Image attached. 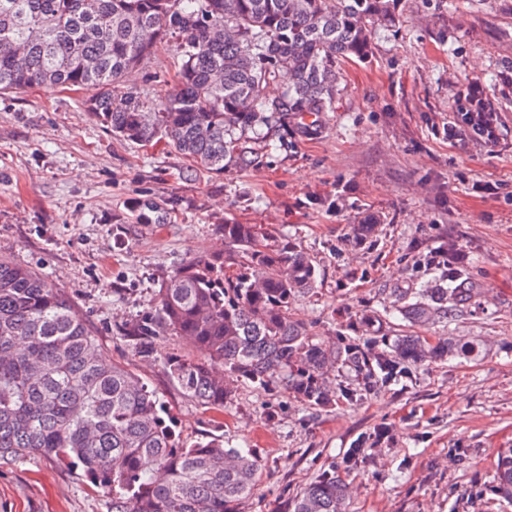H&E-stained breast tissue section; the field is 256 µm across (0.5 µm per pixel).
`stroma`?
<instances>
[{"instance_id":"35a3bbf8","label":"stroma","mask_w":512,"mask_h":512,"mask_svg":"<svg viewBox=\"0 0 512 512\" xmlns=\"http://www.w3.org/2000/svg\"><path fill=\"white\" fill-rule=\"evenodd\" d=\"M366 60L347 65L318 135L269 130L261 163L217 176L167 139L132 144L86 110L98 87L0 93V254L37 269L84 317L107 362L138 374L163 404L175 442L249 444L260 461L241 512H286L289 498L333 468L352 487L347 512H512L494 472L512 448V0H398ZM167 40L128 77L147 101L173 86ZM498 110L496 138L448 141L469 89ZM168 209L139 224L138 203ZM279 227L308 255L316 290L292 306L318 340L361 336L394 286L441 278L447 254L481 287L449 322L387 317L386 338L448 345L446 359L324 409L279 384L240 386L224 409L200 405L163 369L191 354L175 336L134 355L125 326L153 312L182 263L220 242L224 221ZM374 222L353 243L349 227ZM365 451L348 461L350 448ZM0 512H109L80 470L40 455L0 461Z\"/></svg>"}]
</instances>
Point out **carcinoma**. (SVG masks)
<instances>
[{
  "mask_svg": "<svg viewBox=\"0 0 512 512\" xmlns=\"http://www.w3.org/2000/svg\"><path fill=\"white\" fill-rule=\"evenodd\" d=\"M396 0H0V93L96 84L87 111L127 142L166 138L221 175L259 163L261 131L289 124L300 139L333 111L340 70L371 53V34L395 24ZM177 39L173 90L148 107L126 85L166 38ZM141 224L167 216L153 202ZM224 248L174 270L155 312L125 328L141 358L178 336L194 356L164 359L167 375L200 404L230 405L238 385L278 381L325 408L349 396L328 370L341 366L378 389L445 347L399 336L316 340L291 313L316 288L312 260L265 224L219 225ZM392 312L413 325L446 322L477 295L458 275L392 291ZM101 345L35 268L0 255V459L31 454L79 469L109 497L110 512H240L255 483L251 448L203 438L179 446L143 381L103 363ZM498 490L512 497V448ZM349 486L336 466L288 512H345Z\"/></svg>",
  "mask_w": 512,
  "mask_h": 512,
  "instance_id": "cac0c4a2",
  "label": "carcinoma"
}]
</instances>
